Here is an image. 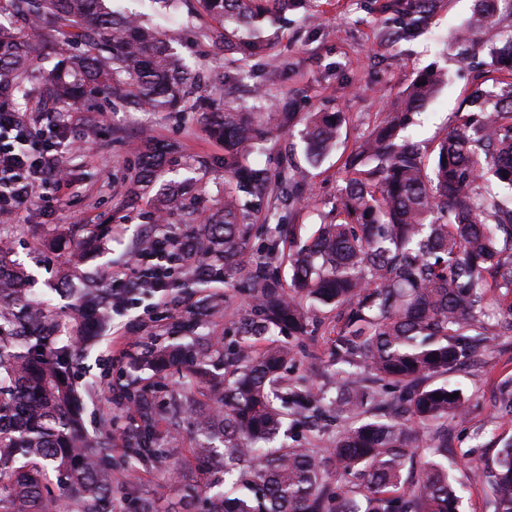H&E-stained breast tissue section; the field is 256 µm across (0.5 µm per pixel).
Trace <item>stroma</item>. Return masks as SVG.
Listing matches in <instances>:
<instances>
[{"label":"stroma","instance_id":"obj_1","mask_svg":"<svg viewBox=\"0 0 512 512\" xmlns=\"http://www.w3.org/2000/svg\"><path fill=\"white\" fill-rule=\"evenodd\" d=\"M117 4L129 12L149 14L159 29L181 30L180 51L202 73L229 71V56L223 48L199 38L198 19L186 13L168 18L164 11H152L149 0H117ZM473 8L474 0H435L428 17L418 24L405 0H316L310 16L289 14L276 50L256 61L254 78L225 85L216 94V102L250 108L260 86L272 98L292 102L298 113L339 112L344 122L336 150L309 168L304 191L289 185L280 188L275 199L261 202L257 223H264L273 210L286 211L306 237L316 225L333 221L336 188L344 176L346 158L379 120L388 100L419 72L441 68L448 82L417 117L409 135L428 142L451 131L463 100L473 89L477 75L473 64L487 58L490 50L479 38L472 42L468 59L457 58L448 49L449 31L464 26ZM90 106L99 130L96 136H85L80 120L69 128L75 150L65 157L71 183L64 202H55L52 185L38 188L20 206V222L26 231L13 239L18 258L28 263L34 276L31 294L58 309L69 304L56 291L68 251L33 250L37 238L57 224L113 225L105 253L90 256L85 264L91 272H110L132 263L139 239L155 231L149 201L127 202L128 188L138 173L135 147L142 138L177 147L180 167L173 177L178 181L191 178L199 214H208L224 198V147L211 137L203 113L143 112L108 92L94 94ZM259 161L276 175L304 165L297 128L275 135ZM219 292L225 301L203 331L227 340L233 336V321L244 314L247 305L232 285H221ZM195 299L191 288L177 287L163 297L154 292L140 294L114 316L112 329L99 334L88 358L76 367L80 380L100 383L98 399L85 406L88 431H95L104 414L114 416L116 429L127 425L123 388L137 376L132 361L143 356L152 342H167L170 323L184 315ZM116 327L125 335L119 347L112 343ZM333 327V322H326L288 365L290 376L301 379L304 386L317 389L330 382L335 371L329 357ZM510 380L512 338L507 337L494 341L484 355L448 375L449 384L460 388L469 400L467 414L448 421V445L454 451L451 473L463 484L460 512H485L488 488L469 480L468 474L472 467L493 465L500 449L512 441V416L499 412L502 385ZM124 481V512H135L136 497L146 494L153 497L159 512H176L178 497L172 483L139 469L127 470Z\"/></svg>","mask_w":512,"mask_h":512}]
</instances>
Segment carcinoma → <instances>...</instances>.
Here are the masks:
<instances>
[{"label": "carcinoma", "instance_id": "1", "mask_svg": "<svg viewBox=\"0 0 512 512\" xmlns=\"http://www.w3.org/2000/svg\"><path fill=\"white\" fill-rule=\"evenodd\" d=\"M210 23L204 40L224 45L239 65L227 78L252 72L269 55L277 25L307 0H197ZM499 0H475L470 28L450 33L462 45L481 33L492 46L485 71L500 78L463 101L457 125L434 145L403 135L446 82V72L420 73L390 102L345 162L336 194V222L303 239L287 212L253 223L252 205L284 182L304 185L302 171L275 176L251 162L273 135L294 124L285 104L245 111L217 107L178 51L112 0H0V97L27 94L26 82L44 45L41 29L64 38L57 63L41 72L37 111H90L92 94L110 91L150 112L179 113L186 103L208 113L211 135L224 144V204L163 258L165 275L188 287L237 282L250 310L221 344L201 336L150 348L137 364L160 376L176 368L184 392L168 396L163 419L190 424L197 461L224 470V488L183 481L182 512L203 496L207 512H458L460 487L448 472V418L466 410L464 394L435 378L512 337V33L495 24ZM342 116L311 112L301 140L308 164L336 145ZM170 145L148 142L130 195L152 194L154 212L184 213L187 181L162 180ZM112 225H60L38 241L47 248L78 238L60 284L71 290V319L29 296L30 275L0 248V512H119L124 488L112 449L123 463L164 479L179 452L178 434L161 435L154 385L127 388L134 415L121 433L114 418L84 427L83 407L98 384L79 387L73 366L112 320L108 277L82 271L105 249ZM263 254L253 259V251ZM288 262V284L280 265ZM203 295L190 319L219 306ZM336 312L330 357L338 365L335 396L302 387L287 375L303 343ZM215 390L211 403L192 388ZM330 412L343 421L334 447L288 443V427L316 426ZM429 444L416 453L419 443ZM490 487L486 512H512V446L495 466L472 470Z\"/></svg>", "mask_w": 512, "mask_h": 512}]
</instances>
